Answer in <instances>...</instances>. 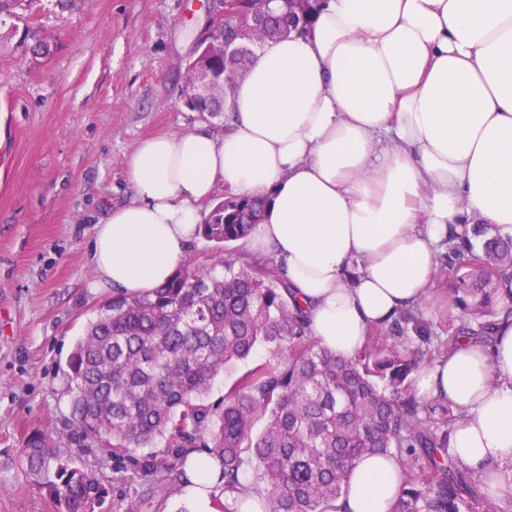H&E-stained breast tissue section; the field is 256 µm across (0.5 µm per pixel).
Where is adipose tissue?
<instances>
[{"mask_svg": "<svg viewBox=\"0 0 512 512\" xmlns=\"http://www.w3.org/2000/svg\"><path fill=\"white\" fill-rule=\"evenodd\" d=\"M220 133L143 140L131 199L97 223L101 284L142 295L174 274L217 188L260 196L272 254L313 336L353 356L370 326L424 302L467 224L512 232V0H321L309 32L266 42ZM460 415L448 446L489 493L512 486V314L417 375ZM395 457L357 461L336 512H393Z\"/></svg>", "mask_w": 512, "mask_h": 512, "instance_id": "ef3b65f1", "label": "adipose tissue"}]
</instances>
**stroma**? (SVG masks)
<instances>
[{
  "mask_svg": "<svg viewBox=\"0 0 512 512\" xmlns=\"http://www.w3.org/2000/svg\"><path fill=\"white\" fill-rule=\"evenodd\" d=\"M224 0H22L0 18V512H54L20 451L70 417L65 362L95 308L112 297L90 258L96 222L127 200V161L156 134L227 113L191 108L187 67ZM46 39V56L30 53ZM453 280L434 277L424 318L447 336ZM63 456L110 489L99 512H190L181 491L111 452Z\"/></svg>",
  "mask_w": 512,
  "mask_h": 512,
  "instance_id": "stroma-1",
  "label": "stroma"
}]
</instances>
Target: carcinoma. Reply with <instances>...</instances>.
<instances>
[{
	"instance_id": "1",
	"label": "carcinoma",
	"mask_w": 512,
	"mask_h": 512,
	"mask_svg": "<svg viewBox=\"0 0 512 512\" xmlns=\"http://www.w3.org/2000/svg\"><path fill=\"white\" fill-rule=\"evenodd\" d=\"M315 4H305L296 23L280 13L240 39L222 27L211 33L213 42L239 43L216 60L231 78L201 94L212 114L222 111L224 89L236 85L232 75L250 65L254 49L306 30ZM264 207L262 198L226 194L199 235L221 249L251 235ZM448 274L457 281L450 292L458 313L447 337L414 307L374 328L347 360L319 346L267 261L227 252L209 265L183 263L147 294H114L97 306L67 360L71 420L56 435L28 437L26 472L58 512H96L106 487L60 454L58 438L74 448L110 447L115 471L127 460L166 489L182 484L185 456L200 446L221 462L214 512H238L230 503L246 491L259 495L261 512H333L360 457L391 454L402 468L393 512H512L511 501L490 496L481 475L450 452L458 416L414 389L431 354L461 337L492 341L499 282L512 277V234L472 224L449 238L438 268ZM260 347L275 359L239 377L220 407L206 404L214 378ZM159 438L167 440L161 456H138ZM245 453L254 470L249 486L240 479Z\"/></svg>"
}]
</instances>
